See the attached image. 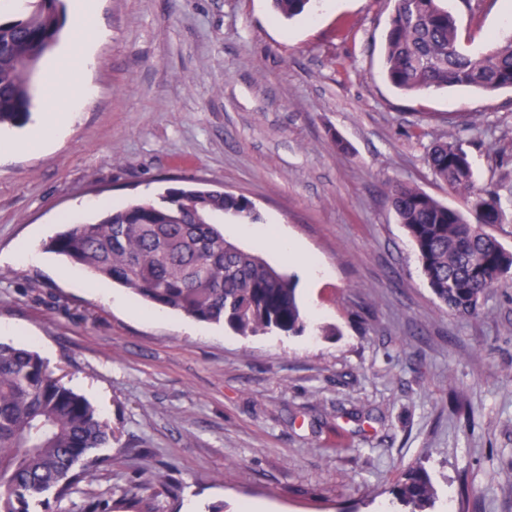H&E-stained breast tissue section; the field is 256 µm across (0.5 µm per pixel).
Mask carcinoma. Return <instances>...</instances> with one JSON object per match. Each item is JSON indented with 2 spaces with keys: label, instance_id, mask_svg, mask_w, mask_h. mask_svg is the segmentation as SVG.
Segmentation results:
<instances>
[{
  "label": "carcinoma",
  "instance_id": "carcinoma-1",
  "mask_svg": "<svg viewBox=\"0 0 512 512\" xmlns=\"http://www.w3.org/2000/svg\"><path fill=\"white\" fill-rule=\"evenodd\" d=\"M310 3L272 0L285 19ZM64 24V0H24L19 12L0 16V127L29 122L39 64ZM384 74L405 93L463 87L492 94L512 88V36L474 55L461 44L449 0H394ZM427 163L464 208L407 184L393 189L392 207L436 300L451 314L472 316L490 289L512 278V250L489 231L503 220L500 198L490 187H475L461 140L434 144ZM226 214L257 219L243 195L170 187L156 200H134L94 222L67 224L45 248L151 306L200 322L244 336L304 332L295 276L226 240L218 223ZM114 441L109 422L37 351L0 342V512H34L49 504L50 494L61 498L98 481L112 462L98 450ZM392 493L407 512H426L436 496L421 466L402 472ZM111 509L106 496L91 493L83 512Z\"/></svg>",
  "mask_w": 512,
  "mask_h": 512
}]
</instances>
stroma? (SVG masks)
<instances>
[{"label": "stroma", "instance_id": "stroma-1", "mask_svg": "<svg viewBox=\"0 0 512 512\" xmlns=\"http://www.w3.org/2000/svg\"><path fill=\"white\" fill-rule=\"evenodd\" d=\"M94 7L93 96L47 146L0 158V340L37 350L119 436L111 469L48 512H82L90 490L114 512H402L393 486L419 463L430 512H512V280L478 316L448 314L389 197L410 184L462 206L427 164L459 138L512 250V89H395L391 0L289 20L270 0ZM453 7L471 50L512 32V0ZM190 181L253 203L254 234L228 216L224 235L297 276L304 333L151 309L43 248L69 218ZM151 472L166 488L127 508Z\"/></svg>", "mask_w": 512, "mask_h": 512}]
</instances>
